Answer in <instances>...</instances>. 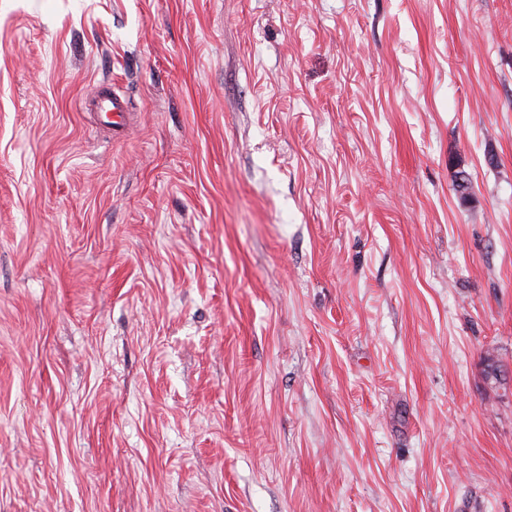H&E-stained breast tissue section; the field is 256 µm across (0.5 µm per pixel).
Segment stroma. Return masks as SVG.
<instances>
[{
    "instance_id": "obj_1",
    "label": "stroma",
    "mask_w": 512,
    "mask_h": 512,
    "mask_svg": "<svg viewBox=\"0 0 512 512\" xmlns=\"http://www.w3.org/2000/svg\"><path fill=\"white\" fill-rule=\"evenodd\" d=\"M0 512H512V0H0Z\"/></svg>"
}]
</instances>
